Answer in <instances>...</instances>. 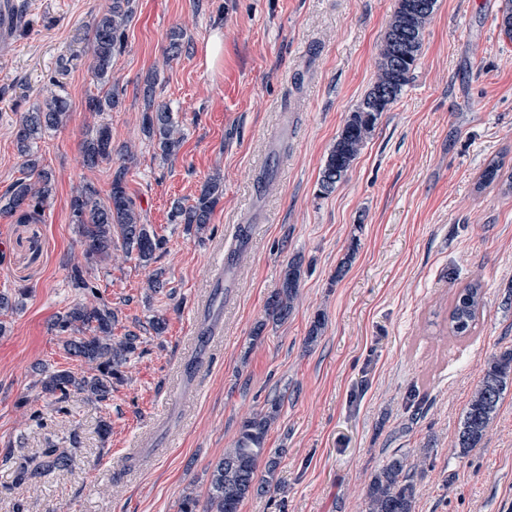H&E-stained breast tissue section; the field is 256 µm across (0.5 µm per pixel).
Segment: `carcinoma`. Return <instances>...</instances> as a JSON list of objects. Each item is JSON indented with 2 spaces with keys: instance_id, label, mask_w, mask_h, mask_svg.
<instances>
[{
  "instance_id": "carcinoma-1",
  "label": "carcinoma",
  "mask_w": 512,
  "mask_h": 512,
  "mask_svg": "<svg viewBox=\"0 0 512 512\" xmlns=\"http://www.w3.org/2000/svg\"><path fill=\"white\" fill-rule=\"evenodd\" d=\"M414 0H397L396 8L383 34L377 64V78L370 90L346 116L343 126L330 148L320 173L319 190L329 194L341 183L360 151L370 139L378 120L390 110L415 70L423 37L435 9L415 10ZM136 0H111L108 10L93 18L89 51L93 58V75L102 85L112 84V58L120 52L126 30L135 15ZM190 36L175 28L168 35L167 57H177L188 47ZM121 92L108 88L101 96L88 98L86 109L101 115L116 110ZM382 95L388 98L377 112H363V102ZM145 109L141 132L149 139H157L166 158L178 153L183 134L170 108L156 101L155 82L142 88ZM69 101L61 93L37 101L20 115L15 132V146L23 158L27 175L17 179L0 196V215L18 216L21 221L37 220L52 196L55 178L41 164L37 141L51 130L63 126L69 116ZM84 166L89 170L102 164H112V137L109 127L99 125L82 144ZM127 167L121 165L110 175L111 189L101 198L95 186L83 184L72 195L70 214L76 224L79 243L86 263L102 265L112 260L115 240L122 243L125 256L135 258L144 266L157 259L166 241L144 223L143 216L127 192ZM497 186L505 195L512 194V168L501 160H492L482 171L477 190ZM223 195L220 179L207 180L193 203L180 200L173 203L171 221L184 224L187 229L202 234L208 228L213 211ZM71 287L89 296L60 313L53 320V328L63 337L65 352L74 360L88 366V371L76 373L70 369L44 372L37 381L40 394L53 399L57 411L67 412L65 403L71 392L86 395L92 404L105 405L112 400V387L124 381L122 367L140 346V337L134 332L123 336L112 335L115 315L112 308L99 300L96 289L90 286L87 268L79 263H64ZM302 265L293 258L288 261L280 287L265 301L267 320L284 323L292 315L300 294ZM27 290L15 294L0 293V309L17 310L23 306ZM485 293L480 281L472 280L454 296L448 310V333L464 340L473 335L484 307ZM512 392V346L490 355L481 367V377L472 390L463 409L456 435L454 451L460 458L482 446L487 431L497 416L504 397ZM281 404L273 400L266 407L245 418L230 447L210 475L204 507L199 499L184 497L179 512H240L244 501L252 493L277 486L276 458L268 455V436L279 419ZM265 466H260V462ZM73 454L47 443L40 455L26 459L16 466V479L34 483L42 478L72 468ZM416 465L408 456L395 449L386 461L370 475L364 495L363 512H414L417 496Z\"/></svg>"
}]
</instances>
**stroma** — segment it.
Here are the masks:
<instances>
[{
	"label": "stroma",
	"instance_id": "stroma-1",
	"mask_svg": "<svg viewBox=\"0 0 512 512\" xmlns=\"http://www.w3.org/2000/svg\"><path fill=\"white\" fill-rule=\"evenodd\" d=\"M110 3L15 0L16 33L0 55V194L23 173L16 123L50 92V76L70 103L66 125L38 144L55 176L42 217L0 216V291L29 292L22 309L0 312V512H178L183 497H205L241 420L275 399L281 415L268 448L279 455L281 489L249 496L241 512H362L369 477L392 448L418 464L415 512H512V393L482 447L462 460L453 448L484 360L512 345V195L475 190L491 159L512 165L505 0H438L410 82L326 195L320 170L376 79L395 0H136L112 61L122 105L98 116L85 106L103 91L91 73L89 25ZM175 26L191 45L168 62ZM153 74L157 101L184 132L170 158L140 131L141 89ZM102 124L113 150L130 146L128 192L166 249L147 269L118 250L89 267L116 316L113 335L135 331L144 352L127 363L109 405L77 392L62 414L38 399L36 382L42 367H79L50 323L80 299L61 265L83 259L72 193L85 181L110 190L107 167L81 165L83 140ZM271 162L275 174L259 186ZM212 176L224 192L209 231L171 223L172 202L192 203ZM234 251L224 335L202 354L192 330L220 256ZM350 252V269L337 276ZM295 256L305 271L299 300L288 321L268 322L265 301ZM152 272L164 283L157 293L147 287ZM476 278L485 306L474 335L459 342L446 335L448 305ZM320 313L324 330L306 345ZM157 316L167 321L160 336L150 327ZM193 357L200 364L189 374ZM24 397L29 407H19ZM74 428L83 444L71 470L16 482L13 461L49 441L70 449Z\"/></svg>",
	"mask_w": 512,
	"mask_h": 512
}]
</instances>
